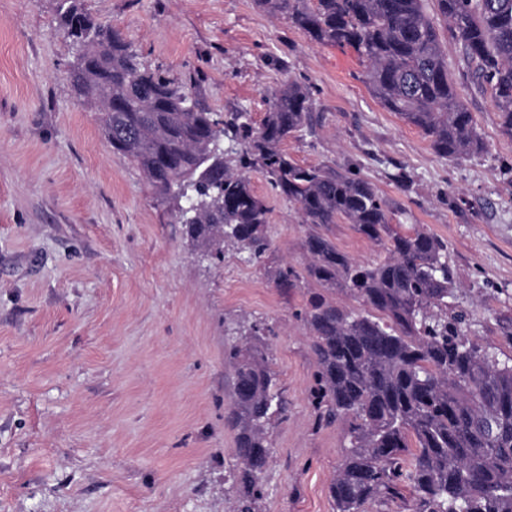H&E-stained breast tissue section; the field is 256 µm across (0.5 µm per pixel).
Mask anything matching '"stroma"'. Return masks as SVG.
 I'll return each mask as SVG.
<instances>
[{
    "mask_svg": "<svg viewBox=\"0 0 512 512\" xmlns=\"http://www.w3.org/2000/svg\"><path fill=\"white\" fill-rule=\"evenodd\" d=\"M63 3L0 0V512H231L239 459L225 350L255 326L287 412L267 427L253 512H334L328 485L349 441L344 423L317 422L302 318L317 288L277 282L307 264L297 204L249 170L270 207L265 253L228 245L223 260L202 258L175 198L157 199L81 104ZM80 3L225 119L245 112L259 126L281 85H305L314 125L284 150L357 172L389 203L394 229L420 225L445 242L468 335L512 356V139L455 42L448 66L485 143L459 161L380 104L352 49L312 42L254 0ZM326 234L356 261L386 257L352 225Z\"/></svg>",
    "mask_w": 512,
    "mask_h": 512,
    "instance_id": "stroma-1",
    "label": "stroma"
}]
</instances>
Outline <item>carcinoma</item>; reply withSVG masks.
<instances>
[{"instance_id": "obj_1", "label": "carcinoma", "mask_w": 512, "mask_h": 512, "mask_svg": "<svg viewBox=\"0 0 512 512\" xmlns=\"http://www.w3.org/2000/svg\"><path fill=\"white\" fill-rule=\"evenodd\" d=\"M282 14L311 40L353 49L384 108L430 137L434 152L458 160L483 150L444 52L440 27L459 45L478 88L490 95L502 135L512 138V0H256ZM84 42L72 80L80 100L100 112L112 149L133 161L159 196L182 185L199 204L186 235L221 257L225 243L255 254L266 248L269 208L243 171L259 167L271 189L299 206L310 225L305 274L278 272L294 287L322 288L304 311L318 370L320 419L348 425L349 446L329 485L334 512H367L410 497L413 512H512V358L501 359L467 336L466 312L448 315L456 288L446 246L417 225L392 229L387 202L368 181L327 165L303 166L283 149L309 126L310 95L289 82L278 89L258 128L245 115L230 123L243 141L236 162L224 161V120L180 87L145 67L122 34L71 0L64 34ZM351 224L388 253L362 265L323 233ZM342 289L366 311L336 305ZM233 367L228 418L237 430L239 493L233 512H252L270 458L267 426L286 405L274 390L262 335L225 351Z\"/></svg>"}]
</instances>
